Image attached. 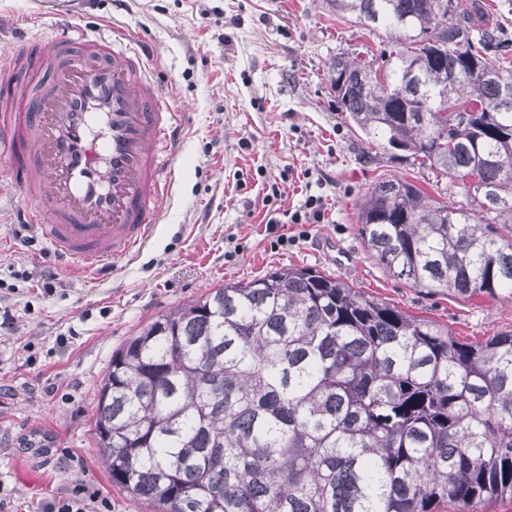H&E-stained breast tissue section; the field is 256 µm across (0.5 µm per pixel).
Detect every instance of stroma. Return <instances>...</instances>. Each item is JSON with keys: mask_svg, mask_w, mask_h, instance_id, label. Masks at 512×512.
Returning a JSON list of instances; mask_svg holds the SVG:
<instances>
[{"mask_svg": "<svg viewBox=\"0 0 512 512\" xmlns=\"http://www.w3.org/2000/svg\"><path fill=\"white\" fill-rule=\"evenodd\" d=\"M113 27L139 39L164 106L179 113L174 177L138 253L80 273L25 221L28 175L0 158V500L43 512L75 481L111 512H138L91 442L112 353L159 314L274 268L334 274L462 341L512 330V301L424 294L387 275L357 234V199L381 173L334 102L327 66L380 48L330 0H0V60L22 40ZM320 202L313 219L310 198ZM288 235L281 244L280 235ZM57 272L52 290L44 272Z\"/></svg>", "mask_w": 512, "mask_h": 512, "instance_id": "1", "label": "stroma"}]
</instances>
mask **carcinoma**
Instances as JSON below:
<instances>
[{"mask_svg": "<svg viewBox=\"0 0 512 512\" xmlns=\"http://www.w3.org/2000/svg\"><path fill=\"white\" fill-rule=\"evenodd\" d=\"M381 29L327 68L346 123L429 170L356 203L368 257L426 294L512 297V44L481 0H332ZM151 512H476L512 498V331L464 343L331 274L212 288L112 353L93 414Z\"/></svg>", "mask_w": 512, "mask_h": 512, "instance_id": "obj_1", "label": "carcinoma"}]
</instances>
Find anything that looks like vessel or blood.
<instances>
[{"instance_id": "obj_1", "label": "vessel or blood", "mask_w": 512, "mask_h": 512, "mask_svg": "<svg viewBox=\"0 0 512 512\" xmlns=\"http://www.w3.org/2000/svg\"><path fill=\"white\" fill-rule=\"evenodd\" d=\"M134 44L117 27L108 41L63 31L12 50L0 156L34 172L29 219L80 270L142 248L173 176L158 153L173 114Z\"/></svg>"}]
</instances>
